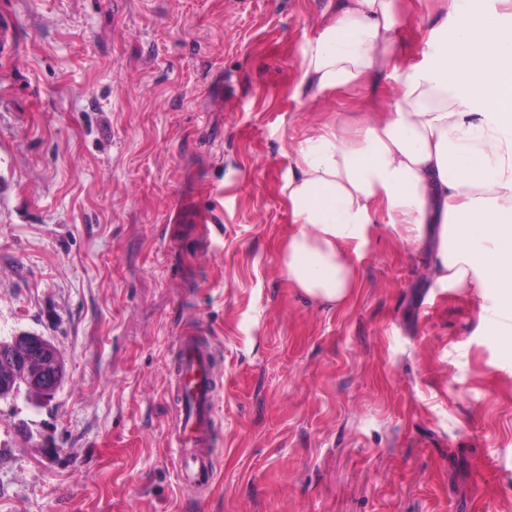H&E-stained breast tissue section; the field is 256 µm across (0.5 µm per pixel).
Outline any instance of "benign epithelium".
I'll list each match as a JSON object with an SVG mask.
<instances>
[{"label":"benign epithelium","instance_id":"1","mask_svg":"<svg viewBox=\"0 0 512 512\" xmlns=\"http://www.w3.org/2000/svg\"><path fill=\"white\" fill-rule=\"evenodd\" d=\"M0 376L11 384L20 382L28 391L49 399L62 382L63 368L55 347L47 339L21 332L10 337ZM7 384L0 385L1 396L8 393Z\"/></svg>","mask_w":512,"mask_h":512}]
</instances>
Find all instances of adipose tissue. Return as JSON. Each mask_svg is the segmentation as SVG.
I'll use <instances>...</instances> for the list:
<instances>
[{"instance_id":"adipose-tissue-1","label":"adipose tissue","mask_w":512,"mask_h":512,"mask_svg":"<svg viewBox=\"0 0 512 512\" xmlns=\"http://www.w3.org/2000/svg\"><path fill=\"white\" fill-rule=\"evenodd\" d=\"M442 8L452 42L419 63L396 50L394 0H336L304 43L294 99L317 106L382 77L396 89L371 116L307 126L285 153L293 228L281 268L312 303L349 300L348 247L381 213L431 251V276L482 288L512 320V25L458 0Z\"/></svg>"}]
</instances>
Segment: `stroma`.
I'll list each match as a JSON object with an SVG mask.
<instances>
[{"label": "stroma", "instance_id": "stroma-1", "mask_svg": "<svg viewBox=\"0 0 512 512\" xmlns=\"http://www.w3.org/2000/svg\"><path fill=\"white\" fill-rule=\"evenodd\" d=\"M328 3L0 0V336L65 370L50 403L0 399V512H512L493 300L383 223L342 306L281 271L285 151L393 90L293 98ZM396 3L403 48L432 53L437 0ZM186 332L213 361L208 489L168 455Z\"/></svg>", "mask_w": 512, "mask_h": 512}]
</instances>
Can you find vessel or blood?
Listing matches in <instances>:
<instances>
[{"instance_id": "obj_1", "label": "vessel or blood", "mask_w": 512, "mask_h": 512, "mask_svg": "<svg viewBox=\"0 0 512 512\" xmlns=\"http://www.w3.org/2000/svg\"><path fill=\"white\" fill-rule=\"evenodd\" d=\"M182 363L176 375L177 425L170 454L180 486L211 485L214 480L212 432L217 420L208 351L198 337L179 336Z\"/></svg>"}]
</instances>
